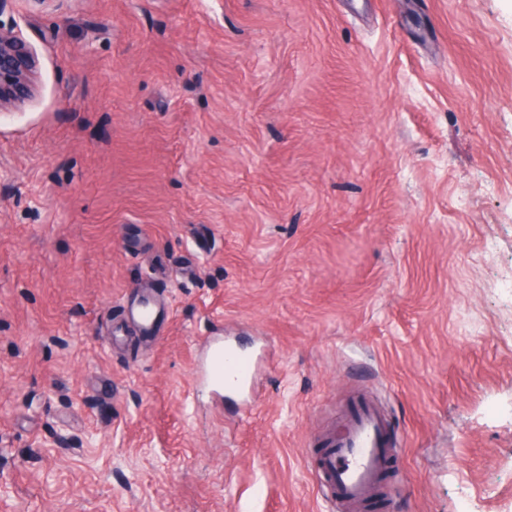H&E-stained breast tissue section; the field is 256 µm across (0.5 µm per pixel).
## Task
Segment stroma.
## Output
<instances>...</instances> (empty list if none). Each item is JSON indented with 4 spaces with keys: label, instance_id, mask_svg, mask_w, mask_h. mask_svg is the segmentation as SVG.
I'll use <instances>...</instances> for the list:
<instances>
[{
    "label": "stroma",
    "instance_id": "1",
    "mask_svg": "<svg viewBox=\"0 0 512 512\" xmlns=\"http://www.w3.org/2000/svg\"><path fill=\"white\" fill-rule=\"evenodd\" d=\"M0 512H512V0H0ZM163 310L143 336L128 305ZM252 397L193 387L208 341ZM34 67L35 59L29 46L13 28L0 24V109L30 96V75ZM322 441L314 476L330 502L347 510L375 498L394 456L392 434L380 408L358 398Z\"/></svg>",
    "mask_w": 512,
    "mask_h": 512
}]
</instances>
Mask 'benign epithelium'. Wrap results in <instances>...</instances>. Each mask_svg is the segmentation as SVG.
<instances>
[{"label":"benign epithelium","instance_id":"obj_1","mask_svg":"<svg viewBox=\"0 0 512 512\" xmlns=\"http://www.w3.org/2000/svg\"><path fill=\"white\" fill-rule=\"evenodd\" d=\"M35 59L29 46L0 24V108L27 99L31 93L30 75Z\"/></svg>","mask_w":512,"mask_h":512}]
</instances>
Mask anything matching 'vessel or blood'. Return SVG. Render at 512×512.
Returning a JSON list of instances; mask_svg holds the SVG:
<instances>
[{"label":"vessel or blood","mask_w":512,"mask_h":512,"mask_svg":"<svg viewBox=\"0 0 512 512\" xmlns=\"http://www.w3.org/2000/svg\"><path fill=\"white\" fill-rule=\"evenodd\" d=\"M255 363L228 344H213L201 371L214 390L250 386ZM393 439L380 408L366 398L344 411L335 429L323 438L314 476L332 504L351 507L375 498L393 456Z\"/></svg>","instance_id":"b4317fda"}]
</instances>
